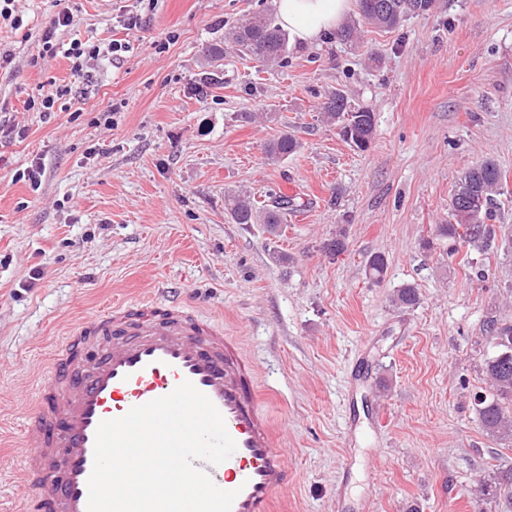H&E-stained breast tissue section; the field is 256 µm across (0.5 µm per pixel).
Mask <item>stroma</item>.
I'll return each mask as SVG.
<instances>
[{
	"mask_svg": "<svg viewBox=\"0 0 512 512\" xmlns=\"http://www.w3.org/2000/svg\"><path fill=\"white\" fill-rule=\"evenodd\" d=\"M273 2L69 0L60 40L124 46L80 76L40 56L58 0H19L21 29L0 24L12 53L0 58V433L19 438L70 324L168 287L257 364L294 477L277 512H331L339 483L371 512H476L478 480L512 462L473 404L483 322L512 321V0H438L355 45L294 44L284 67L230 52L209 68L203 48ZM59 84L73 87L65 107L26 110ZM338 89L375 115L366 150L319 119ZM17 124L26 137H5ZM286 130L299 152L268 163L266 143ZM487 159L507 188L495 245L450 252L436 227L462 173ZM31 166L36 189L19 177ZM238 189L281 191L300 209L275 237L234 223L224 193ZM339 235L336 257L325 245ZM376 253L378 282L365 272ZM408 283L419 303L393 306Z\"/></svg>",
	"mask_w": 512,
	"mask_h": 512,
	"instance_id": "35a3bbf8",
	"label": "stroma"
}]
</instances>
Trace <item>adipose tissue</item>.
Returning a JSON list of instances; mask_svg holds the SVG:
<instances>
[{"label":"adipose tissue","instance_id":"adipose-tissue-1","mask_svg":"<svg viewBox=\"0 0 512 512\" xmlns=\"http://www.w3.org/2000/svg\"><path fill=\"white\" fill-rule=\"evenodd\" d=\"M280 26L294 41L312 44L323 33L338 30L350 0H275Z\"/></svg>","mask_w":512,"mask_h":512}]
</instances>
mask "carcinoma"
<instances>
[{
    "label": "carcinoma",
    "mask_w": 512,
    "mask_h": 512,
    "mask_svg": "<svg viewBox=\"0 0 512 512\" xmlns=\"http://www.w3.org/2000/svg\"><path fill=\"white\" fill-rule=\"evenodd\" d=\"M436 0H358L362 21L384 30H392L408 16H426L433 13ZM291 45L288 34L275 24L272 14L261 11L224 33V44H211L205 55L213 63L224 59L226 50L233 49L262 64L282 66L288 63ZM321 121L341 128L343 137L362 150L370 143L374 132V115L364 107L349 104L344 91L331 93L323 103ZM300 148L298 138L284 132L265 146V156L271 163L279 162ZM500 172L496 164L486 161L464 173L458 188L448 203V223L438 226L439 235L452 241L465 242L469 248L486 252L496 237V210L494 195L499 193ZM224 207L237 224H262L277 237L284 232L283 219L294 209V198L279 194L257 203L251 195L228 191ZM369 277L380 281L387 264L381 254L366 262ZM395 304L414 307L419 293L412 285H404L393 295ZM485 344L494 348L481 364L482 373L489 381L491 396L477 403L482 428L490 435L512 442V323L495 316L484 324ZM480 493L502 512H512V466L501 465L492 475L483 478Z\"/></svg>",
    "instance_id": "carcinoma-1"
}]
</instances>
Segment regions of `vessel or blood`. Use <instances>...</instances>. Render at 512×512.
I'll list each match as a JSON object with an SVG mask.
<instances>
[{
	"label": "vessel or blood",
	"mask_w": 512,
	"mask_h": 512,
	"mask_svg": "<svg viewBox=\"0 0 512 512\" xmlns=\"http://www.w3.org/2000/svg\"><path fill=\"white\" fill-rule=\"evenodd\" d=\"M185 380L210 398L237 444L225 462L200 469L236 491L231 512H274L293 478L257 367L239 337L167 288L74 323L55 350L19 440L22 480L33 489L21 512H87L99 423Z\"/></svg>",
	"instance_id": "1"
}]
</instances>
